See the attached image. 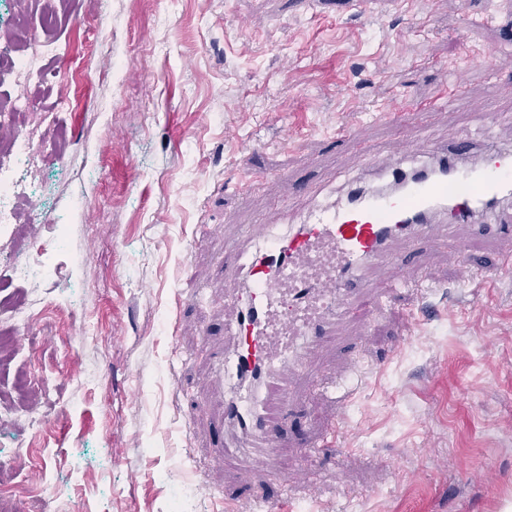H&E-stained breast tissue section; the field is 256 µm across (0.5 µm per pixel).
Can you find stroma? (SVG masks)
<instances>
[{
  "label": "stroma",
  "mask_w": 512,
  "mask_h": 512,
  "mask_svg": "<svg viewBox=\"0 0 512 512\" xmlns=\"http://www.w3.org/2000/svg\"><path fill=\"white\" fill-rule=\"evenodd\" d=\"M60 48L30 88L57 113L28 185L65 234L46 265L65 282L0 363V401L44 407L43 429L0 423V512H221L241 494L212 458L226 388L224 247L242 224L303 210L298 178L342 193L345 178L400 152L376 115L421 103L456 74L459 111L424 127L512 148V0H53ZM66 106H58V90ZM348 127L366 152L335 148ZM449 256L413 249L404 290L306 354L288 383L289 451L256 492L283 512H503L512 502V238ZM311 456L299 454L302 446ZM27 448L26 459L14 450Z\"/></svg>",
  "instance_id": "35a3bbf8"
}]
</instances>
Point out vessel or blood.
I'll use <instances>...</instances> for the list:
<instances>
[{
    "label": "vessel or blood",
    "mask_w": 512,
    "mask_h": 512,
    "mask_svg": "<svg viewBox=\"0 0 512 512\" xmlns=\"http://www.w3.org/2000/svg\"><path fill=\"white\" fill-rule=\"evenodd\" d=\"M464 79L427 110L400 96L389 106L391 125L418 127L425 111H455ZM421 161L380 160L374 189L354 188L346 198L320 204L287 234L264 238L242 262L224 266L226 300L235 306L224 323V353L215 361L217 380L229 386L224 400V432L215 455L225 458L235 443L257 447L274 467L287 442L278 424L293 400L285 383L312 343L333 336L337 315L374 307L363 297V272L377 265L393 269L391 285L404 284L408 256L391 249L396 239L435 241L440 225H466L470 238L512 236V152L487 149L470 160L467 141L456 138L448 151H431L410 141Z\"/></svg>",
    "instance_id": "b4317fda"
}]
</instances>
